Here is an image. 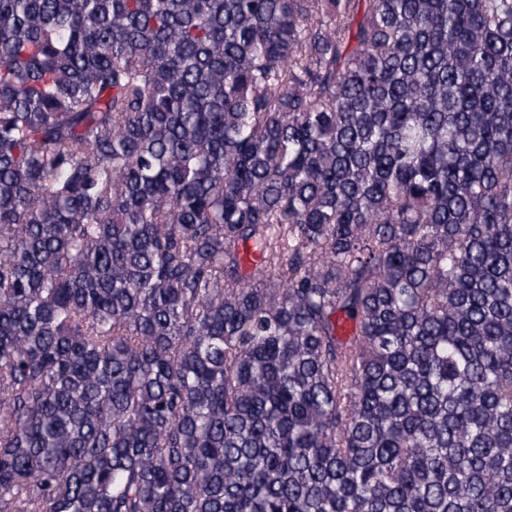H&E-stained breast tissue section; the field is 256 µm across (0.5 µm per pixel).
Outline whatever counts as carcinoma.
Masks as SVG:
<instances>
[{
	"label": "carcinoma",
	"instance_id": "1",
	"mask_svg": "<svg viewBox=\"0 0 512 512\" xmlns=\"http://www.w3.org/2000/svg\"><path fill=\"white\" fill-rule=\"evenodd\" d=\"M0 512H512V0H0Z\"/></svg>",
	"mask_w": 512,
	"mask_h": 512
}]
</instances>
